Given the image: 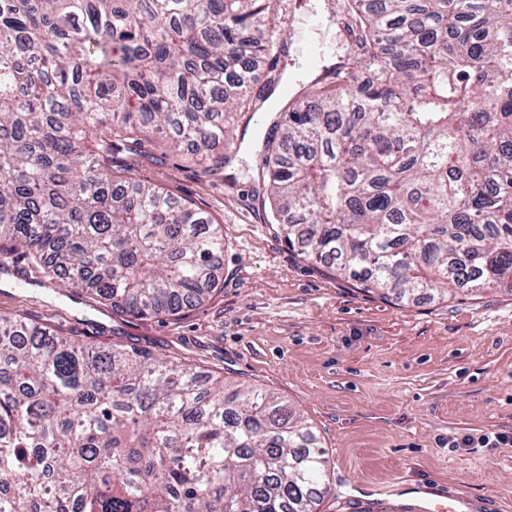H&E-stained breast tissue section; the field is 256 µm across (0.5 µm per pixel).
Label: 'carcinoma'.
Segmentation results:
<instances>
[{
	"mask_svg": "<svg viewBox=\"0 0 512 512\" xmlns=\"http://www.w3.org/2000/svg\"><path fill=\"white\" fill-rule=\"evenodd\" d=\"M273 2L0 0V262L134 316L206 300L224 231L125 160L226 164ZM350 2L357 52L266 141L280 233L368 291L512 290V0ZM327 467L266 389L0 317V512H316Z\"/></svg>",
	"mask_w": 512,
	"mask_h": 512,
	"instance_id": "obj_1",
	"label": "carcinoma"
}]
</instances>
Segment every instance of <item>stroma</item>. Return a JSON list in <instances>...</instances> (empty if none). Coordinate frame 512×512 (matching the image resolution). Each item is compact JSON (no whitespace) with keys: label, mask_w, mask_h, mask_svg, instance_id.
<instances>
[{"label":"stroma","mask_w":512,"mask_h":512,"mask_svg":"<svg viewBox=\"0 0 512 512\" xmlns=\"http://www.w3.org/2000/svg\"><path fill=\"white\" fill-rule=\"evenodd\" d=\"M343 0H280L287 50L256 59L273 87L309 88L313 45L335 61L352 44ZM260 101L230 125L231 163L205 168L192 149L135 174L218 219L219 286L203 306L146 318L34 285L27 263L0 271V316L24 315L97 346L136 345L200 372L274 392L296 410L329 460L317 512H512V442L452 448L449 438L512 439V290L399 302L304 260L277 234L256 164L287 106Z\"/></svg>","instance_id":"obj_1"}]
</instances>
